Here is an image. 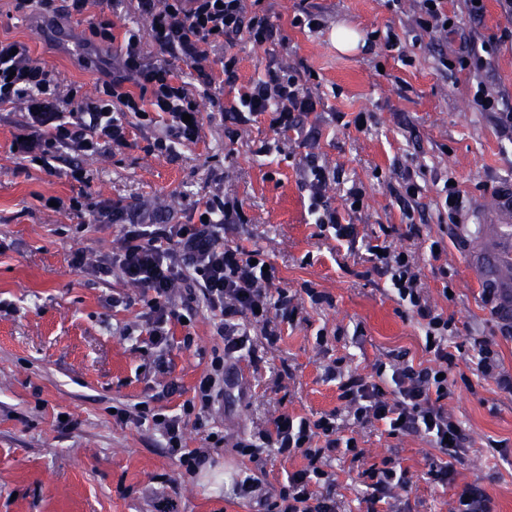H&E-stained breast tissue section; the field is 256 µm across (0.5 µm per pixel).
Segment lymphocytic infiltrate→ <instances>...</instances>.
Instances as JSON below:
<instances>
[{
  "label": "lymphocytic infiltrate",
  "mask_w": 512,
  "mask_h": 512,
  "mask_svg": "<svg viewBox=\"0 0 512 512\" xmlns=\"http://www.w3.org/2000/svg\"><path fill=\"white\" fill-rule=\"evenodd\" d=\"M463 13L448 10V0H415L412 26L420 35H458L461 67L482 70L490 62L485 54L490 43H476L463 34L464 18H478L484 11L476 0H463ZM116 10H130L148 22L146 30L116 32L114 23L96 20L89 31L97 43H113L117 51L104 63V80L98 96L90 98L64 89L58 72L33 58L21 41L0 39V110L21 109L20 140L13 150L30 162L53 169L61 150L94 153L108 146L119 150L130 144V126L120 115L133 114L139 125H162L163 131L151 144L161 154H172L175 145H191L200 138V103L189 82L177 71L182 61L196 74L198 83L236 88L232 100L218 103L217 110L228 140H236L242 127L265 116L278 138H294L306 148L297 174L308 193L309 210L321 232L338 244L355 246L356 225L344 222L343 213L355 214L364 201L359 186L347 188L345 208H332L325 191L332 179L330 170L313 150L314 134L303 118L316 111V97L304 87L299 74L267 67L262 77L240 84L239 58L232 48L237 40L255 45L279 42V31L268 14L250 10L247 0H112ZM156 58H148L146 46ZM221 51L220 70L207 60ZM67 208L88 213L93 224L121 227V247L113 258L122 277L147 292L146 319L141 326L151 343H164L183 315L176 292L184 280L183 295L202 300L216 321V332L224 342L222 354L214 356L209 370L184 402L178 415H163L150 407L132 406L116 410L118 422L142 426L152 423L161 432L166 448L181 468L193 473L211 464L209 453L183 444L182 428L194 412H206L223 404L228 388L238 381L237 362L253 352L254 340L240 320L258 324L259 338L273 347L282 338L283 325L293 322L301 306L287 289L277 287L274 271L268 270L263 252L225 236L229 224L243 223L239 205L219 195L197 205L193 216L181 224L158 222L147 205L130 210L102 201L84 210L78 197L68 199ZM374 270L402 303L425 335L428 362L416 363L403 356L387 354L375 365L374 377L328 368L327 377L338 384L342 409L314 416H274L257 439L243 438L234 446L243 457L270 451L283 457L301 455L302 468L290 472L285 484L270 491L264 475L248 474L236 483L238 497L256 501L261 512H336V479L328 466L336 449L348 447L342 433L341 415L353 424L382 426L391 436L414 435L439 454L429 475L440 486L453 481L454 465L468 450L460 423L449 412L446 374L455 355L451 351L456 327L451 318L433 307L421 288V267L414 255L402 254L388 241L366 242ZM361 477L370 495L368 512H396L389 491L404 483L405 472L393 460L371 467Z\"/></svg>",
  "instance_id": "1"
}]
</instances>
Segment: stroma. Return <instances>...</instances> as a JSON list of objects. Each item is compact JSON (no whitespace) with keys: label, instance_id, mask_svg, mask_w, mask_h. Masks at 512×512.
<instances>
[{"label":"stroma","instance_id":"35a3bbf8","mask_svg":"<svg viewBox=\"0 0 512 512\" xmlns=\"http://www.w3.org/2000/svg\"><path fill=\"white\" fill-rule=\"evenodd\" d=\"M321 7L324 27L309 33L291 21L302 4ZM16 0H0V38L29 45L35 58L58 71L83 95H95L101 73L86 65L79 39L89 36L87 21L64 22L58 37H44L39 5L19 10ZM277 24L281 45L234 48L241 81L263 75L266 65L298 71L319 98L316 151L336 174L326 195L342 208L344 191L362 187L363 209L351 217L366 238L388 236L411 251L422 268L423 292L436 309L452 318L456 360L448 372V409L461 422L470 450L455 465V482L437 486L428 470L434 449L413 435L391 437L376 428H357L361 454L337 449L330 462L336 475L341 512H366L368 491L360 474L387 459L399 461L408 488L393 487L401 512H455L458 492L476 485L493 512H512V395L476 369L474 338L492 342L505 372H512V329L493 314L478 270L467 258L468 237L455 225L441 224L436 203L441 179L455 177L470 200L464 217L472 233L492 218L498 189L512 184V142L500 132L493 113L472 104L473 68L447 69L439 53L456 58L459 36L437 39V51L414 47L408 0L400 9L385 0H262ZM356 30L354 52L337 51V29ZM471 29L492 45L493 66L484 80L512 100V18L496 0H486ZM399 35L407 59L386 48L387 31ZM200 140L162 155L150 144L152 127L133 128L130 147L77 155L62 151L54 170L20 161L11 151L21 112H0V512H154V493H165L179 512H256L255 503L237 498L244 473L266 472L280 486L286 472L301 468V456L260 454L249 459L232 446L243 434H258L274 415H311L341 408L336 383L324 370L341 361L345 370L369 375L382 354L425 359L423 332L387 291L364 250L347 252L320 237L309 199L298 183L297 166L306 152L299 142L282 143L266 156L255 155L271 138L268 118L241 130L228 142L212 101L199 96ZM367 115L366 129L351 121ZM342 121H334V114ZM88 179L86 207L102 200L147 203L173 221H186L199 200L216 191L241 203L246 224L235 234L248 238L275 266L282 287L299 295L313 288L332 302L305 307L299 321L284 328L277 347L259 349L257 361L242 360L243 381L231 405L214 416L189 421L188 448L211 453L225 479L219 489L190 475L147 428L116 421L111 410L152 401L168 413L192 398L193 388L223 342L211 315L194 305L190 327H174L165 348L132 330L142 321L146 299L119 270L96 273L110 264L121 234L110 224H87L70 210L44 208L42 199L68 198L79 190L71 167ZM422 191L416 223L423 237L406 235L397 193L404 176ZM443 237L446 251L429 261L430 238ZM84 252V269L71 258ZM451 295H444V288ZM122 297L113 306V297ZM328 342L318 346L317 332ZM164 356L169 372L155 369ZM221 437L208 442L209 433Z\"/></svg>","mask_w":512,"mask_h":512}]
</instances>
